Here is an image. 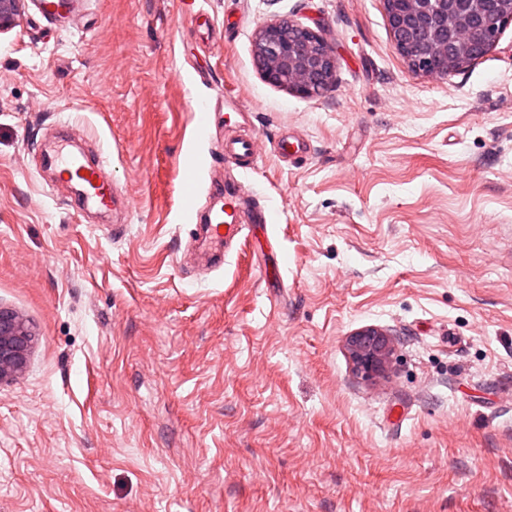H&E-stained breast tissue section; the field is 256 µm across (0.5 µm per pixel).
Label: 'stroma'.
<instances>
[{"mask_svg":"<svg viewBox=\"0 0 512 512\" xmlns=\"http://www.w3.org/2000/svg\"><path fill=\"white\" fill-rule=\"evenodd\" d=\"M36 5L0 33V308L33 333L0 382V512H512V25L440 78L382 0H209L220 35L182 0ZM281 18L331 46L322 95L263 80ZM228 93L262 142L240 186L275 212L272 274L254 240L179 267ZM63 131L108 159L120 230L45 170ZM368 328L393 350L367 379ZM196 198V176L195 167L191 166L186 170L185 206L183 210V221L185 224H197L198 210L195 204ZM357 370L366 375L377 372L388 354L387 339L375 329L360 331L349 342Z\"/></svg>","mask_w":512,"mask_h":512,"instance_id":"obj_1","label":"stroma"}]
</instances>
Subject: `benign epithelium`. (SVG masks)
Instances as JSON below:
<instances>
[{
    "label": "benign epithelium",
    "instance_id": "7a95c632",
    "mask_svg": "<svg viewBox=\"0 0 512 512\" xmlns=\"http://www.w3.org/2000/svg\"><path fill=\"white\" fill-rule=\"evenodd\" d=\"M462 7L448 13V0H383L389 30L397 51L412 70L425 75H446L468 68L490 52L505 27L512 24V0H502L496 11L482 16V38L470 40V15L484 10L480 0H457ZM21 0H0V32L13 28ZM451 22L423 47L408 40L412 30L427 31L435 18ZM453 33H448V30ZM254 54L264 79L301 97H315L334 83L336 58L323 37L290 19L260 26ZM32 334L25 324L0 310V382L23 368ZM357 370L369 375L378 371L388 354L387 339L375 329L360 331L349 342Z\"/></svg>",
    "mask_w": 512,
    "mask_h": 512
}]
</instances>
